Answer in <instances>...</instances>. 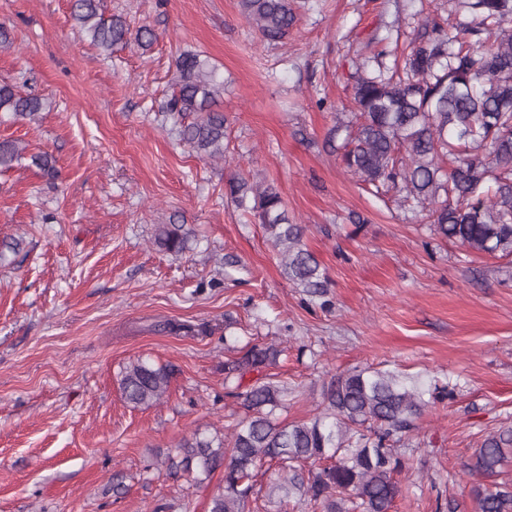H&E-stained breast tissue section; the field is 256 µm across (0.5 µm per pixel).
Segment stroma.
<instances>
[{
  "label": "stroma",
  "instance_id": "obj_1",
  "mask_svg": "<svg viewBox=\"0 0 512 512\" xmlns=\"http://www.w3.org/2000/svg\"><path fill=\"white\" fill-rule=\"evenodd\" d=\"M101 9L157 41L103 54L69 0H0V82L47 101L31 119L0 112V141L25 149L0 170V512H210L223 470L197 483L167 456L242 417L224 363L270 342L283 349L287 423L312 417L331 376L356 366L437 389L409 434L393 512H475V485L512 479V463L468 471L488 432L512 424V259L438 238L324 144L357 50L381 39L400 54L398 22L448 0H310L283 46L262 43L238 0ZM185 51L224 77L219 161L192 153L160 111ZM38 152L57 179L32 165ZM235 175L274 185L305 225L326 299L288 281L262 226L226 199ZM160 224L192 228L184 253L154 245ZM183 323L201 334L175 332ZM139 358L172 369L150 407L120 389Z\"/></svg>",
  "mask_w": 512,
  "mask_h": 512
}]
</instances>
